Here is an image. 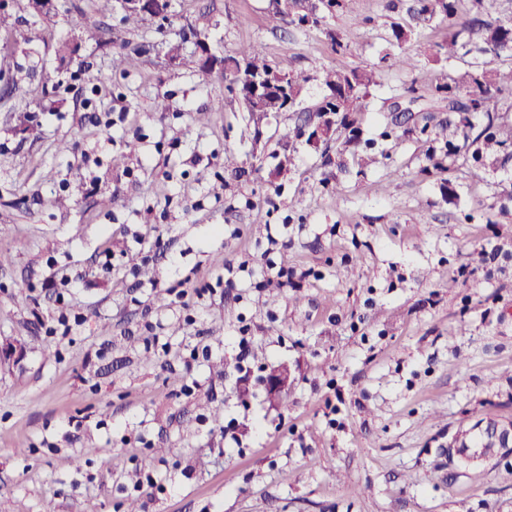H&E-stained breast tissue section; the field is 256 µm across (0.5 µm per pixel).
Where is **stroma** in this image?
I'll return each mask as SVG.
<instances>
[{"mask_svg":"<svg viewBox=\"0 0 512 512\" xmlns=\"http://www.w3.org/2000/svg\"><path fill=\"white\" fill-rule=\"evenodd\" d=\"M270 11L172 0L166 32H127L60 0L38 40L0 51L21 86L0 99V346L17 350L0 361V512H512V448L464 466L450 447L512 419V161L428 169L420 129L447 113L385 109L447 73L437 29L407 43L415 70L383 72L347 151L302 111L253 122L220 74L169 53L193 54L178 31L198 23L215 52L307 70L310 104L324 70L377 66L398 18L388 0L322 28ZM61 40L87 68L60 64Z\"/></svg>","mask_w":512,"mask_h":512,"instance_id":"1","label":"stroma"}]
</instances>
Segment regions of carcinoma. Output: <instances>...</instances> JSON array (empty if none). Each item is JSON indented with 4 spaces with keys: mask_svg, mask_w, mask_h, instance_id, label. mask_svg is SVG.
Returning a JSON list of instances; mask_svg holds the SVG:
<instances>
[{
    "mask_svg": "<svg viewBox=\"0 0 512 512\" xmlns=\"http://www.w3.org/2000/svg\"><path fill=\"white\" fill-rule=\"evenodd\" d=\"M19 2L26 16H14L0 8V31L9 36L24 23L37 33L42 17L31 3ZM348 0H272L271 22L285 20L298 27H317L324 14L345 8ZM409 20L391 24L389 50L381 57L388 68L410 69L417 60L403 52L402 45L419 36V28L435 23L446 29L437 53L448 62L470 57L464 66L451 67L444 81L430 85L426 93L406 89L393 96L392 112H439L450 114L434 140L445 139L447 156H461L482 166L503 167L512 156L500 155L512 147V124L500 121V113L512 112V13L496 14L492 0H406ZM227 88L242 101L245 110L259 121L268 112H294L311 76L303 71L278 73L254 45L244 46L224 57ZM257 76H270L285 83L287 91L266 95L257 106L250 104V88ZM378 68L329 69L323 76L325 91L306 108L309 116H336V134H345V143L361 141L360 118L370 111L371 90L380 85Z\"/></svg>",
    "mask_w": 512,
    "mask_h": 512,
    "instance_id": "cac0c4a2",
    "label": "carcinoma"
}]
</instances>
